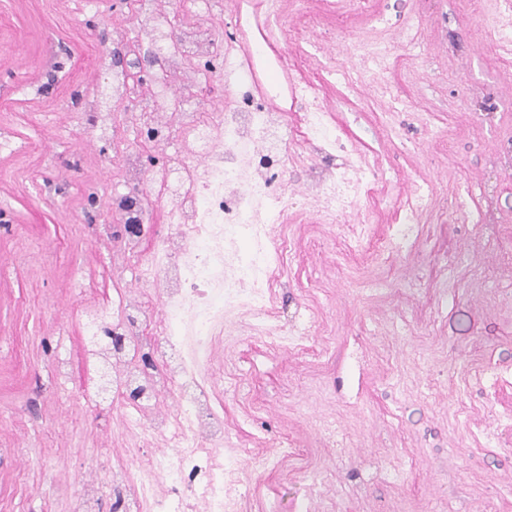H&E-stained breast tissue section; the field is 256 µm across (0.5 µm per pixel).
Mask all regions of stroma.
<instances>
[{"instance_id": "1", "label": "stroma", "mask_w": 512, "mask_h": 512, "mask_svg": "<svg viewBox=\"0 0 512 512\" xmlns=\"http://www.w3.org/2000/svg\"><path fill=\"white\" fill-rule=\"evenodd\" d=\"M499 3L256 0L244 28L233 12L217 19L240 38L268 35L283 85L319 84L337 151L377 159L371 239L388 232L424 180L438 186L434 213L452 210L451 189L486 183L496 215L484 229L421 225L420 247L381 264L351 249L346 225L321 223L314 206L276 225L275 235L293 241L279 309L313 317L308 346L326 345L328 359L264 344L237 312L216 323L209 389L248 489L242 512H294L314 476L324 512H512V433L487 438L512 410V385L493 387L481 374L488 363L512 371V166L497 155L499 139L512 136V63L493 44ZM275 10L288 27L269 35L264 21ZM130 18L128 0H0V141L9 144L0 151V512H70L94 475L98 512H111L108 476L135 450L125 398L85 397L79 304L89 293L112 302L131 275L90 231L112 219L91 195L109 176L103 160L113 147L76 123L100 79V35ZM414 21L419 54L362 77L351 39L398 43ZM304 29L309 51L290 52L287 39ZM331 63L355 83L324 80ZM391 90L406 107L389 111ZM465 253L491 268L495 299L471 280ZM361 276L396 284L364 296L352 286ZM61 359L71 364L64 380L53 371ZM323 420L343 447L331 446ZM278 435L295 453L275 469L258 467Z\"/></svg>"}]
</instances>
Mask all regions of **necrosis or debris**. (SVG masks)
I'll list each match as a JSON object with an SVG mask.
<instances>
[{
    "mask_svg": "<svg viewBox=\"0 0 512 512\" xmlns=\"http://www.w3.org/2000/svg\"><path fill=\"white\" fill-rule=\"evenodd\" d=\"M132 16L138 36L159 58L162 73H175L196 58L224 51V87L232 101L202 112L190 96L175 86L155 81L153 96L136 98L125 70L112 67L107 51H99L105 72L102 92L81 119L94 139L111 142L123 123H138L141 115H158L153 144L179 142L164 163L145 169L138 145L122 144L118 174L130 196L148 199L162 209L166 234L153 238L148 259L140 257V238L125 228L97 224L93 234L102 243L122 246V265L137 283L157 288L163 300L155 310L136 297L105 305L83 304V330L96 337L91 356L100 375L112 378L115 390L135 386L143 391L126 421L140 440L163 444L160 453L129 466L114 468L110 483L119 493V512H238L239 489L234 459L224 456L223 411L209 394L202 370L213 338L212 323L227 308H242L257 331L266 332L272 347L298 344L313 326L305 314H296L290 327L280 323L271 307L274 280L283 278L281 257L285 240L272 234L290 210L303 205L305 195L316 197L325 223L337 224L361 208L372 191L375 163L354 152L344 161L335 155L336 130L331 115L318 106L319 88L311 82L292 84L294 100L310 102L302 115L301 137L283 113L269 111L263 98L278 96L279 84L257 91L258 71H275L280 55L267 40L242 47L221 42L209 19L227 7L246 18L249 0H181L182 11L201 16V23L175 30L171 11H161L156 0H138ZM138 99L139 111L121 114L117 105ZM307 169L304 193L288 183L290 170ZM433 188L416 185L395 237L378 247V254L414 247L418 226L431 207ZM249 238L250 252L235 270L224 264L225 244ZM191 324L196 340L193 352L179 341L184 324ZM123 339L122 346L105 342L104 333ZM175 392L178 407L161 413L157 402Z\"/></svg>",
    "mask_w": 512,
    "mask_h": 512,
    "instance_id": "obj_1",
    "label": "necrosis or debris"
}]
</instances>
